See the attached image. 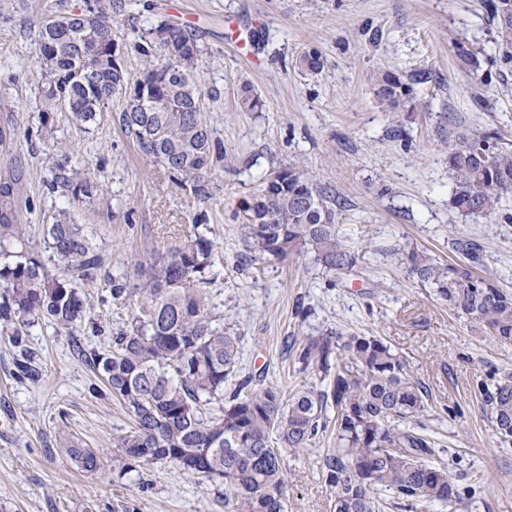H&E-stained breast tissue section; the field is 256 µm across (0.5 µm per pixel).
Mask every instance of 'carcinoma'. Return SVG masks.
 <instances>
[{
    "mask_svg": "<svg viewBox=\"0 0 512 512\" xmlns=\"http://www.w3.org/2000/svg\"><path fill=\"white\" fill-rule=\"evenodd\" d=\"M122 0H94L79 13H60L39 27L35 42L37 95L47 125L61 107L80 125H92L118 95L143 92L152 101L144 112L124 108L119 123L139 150L160 166L174 188L200 202L216 196L217 170L224 167V144L203 116L194 73L202 49L185 26L163 20L133 29L144 68L132 79L112 64L118 50L112 17ZM487 13L502 48L501 65H512V0H487ZM298 69L316 73L315 50L303 53ZM415 81L387 77L379 96L394 105L410 97ZM242 112L262 108L245 83L237 97ZM50 186L61 187L71 203L89 205L98 196L99 176L71 165L69 153L50 157ZM453 207L466 214H494L512 193V149L486 136L458 133L448 146ZM24 174L14 169L0 178V324L22 326L44 318L73 333L88 298L72 275L104 282L112 302L131 296L127 276L101 273V258L80 224L61 210L44 226L49 257L25 238L20 223ZM239 234L248 258L282 261L309 246L330 271L349 269L360 253L338 232V200L329 187L291 164L270 172L256 192L242 200ZM203 219H195L180 244L144 272L129 325L110 340V349L82 351L104 387L131 416L121 435L120 471L166 461L208 479L224 480L230 512H284L288 483L281 448H307L321 432L335 435L336 448L323 461V476L334 497V512H378L376 494L388 491L410 509L434 502L452 508L461 502L448 468L436 460L428 437L395 425L425 409V392L405 360L376 336L337 331L299 344V371L318 382L284 397L280 387L255 389L244 376L235 388L224 384L241 358V337L213 326L211 300L214 241ZM453 248L466 265L444 264L424 250L405 255L410 273L437 288L448 306L462 311L503 344H512V294L495 281L473 274L485 263L482 249L465 237ZM496 432L512 438V382L481 387ZM219 402L218 410L210 406ZM333 411L328 416L327 411ZM152 448V457L145 449ZM65 454L91 473L100 453L72 441Z\"/></svg>",
    "mask_w": 512,
    "mask_h": 512,
    "instance_id": "1",
    "label": "carcinoma"
}]
</instances>
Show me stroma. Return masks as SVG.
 Returning a JSON list of instances; mask_svg holds the SVG:
<instances>
[{"label":"stroma","mask_w":512,"mask_h":512,"mask_svg":"<svg viewBox=\"0 0 512 512\" xmlns=\"http://www.w3.org/2000/svg\"><path fill=\"white\" fill-rule=\"evenodd\" d=\"M113 19L124 65L138 75L142 57L132 26L167 18L187 26L202 49L196 82L205 119L224 144L220 189L202 205L171 185L162 169L126 137L115 98L99 125L75 123L58 108L41 125L32 52L43 20L86 0H0V176L25 174L32 209L23 213L34 240L53 214L70 208L49 187L45 160L53 143L100 175L99 197L72 208L105 266L141 279L136 266L174 246L197 213L215 242L214 280L207 288L217 324L238 334L241 374L293 392L312 382L296 369L288 346L333 330L381 337L406 361L426 391V408L407 419L434 440L462 496L463 512H512V441H502L479 383L512 376V345L448 308L434 288L412 278L401 261L413 249L443 263L463 257L451 242L476 240L486 255L480 276L512 294V195L497 213L465 214L451 205L444 134L465 131L512 146V67L484 0H125ZM475 54L460 58L458 48ZM321 53L315 74L298 57ZM428 71L404 107L390 109L376 91L385 75L404 79ZM264 103L237 109L242 84ZM406 131L393 138L392 124ZM292 163L313 171L345 202L340 236L364 251L345 273L327 272L310 248L283 261H242L239 204L261 179ZM84 322L66 332L47 320L23 329L38 377H20L19 349L0 331V512H225L223 480L187 474L160 461L118 474V437L131 420L115 398L92 390L97 373L78 347L103 348L123 328L134 302L106 300L100 284L84 287ZM101 452L97 473L84 472L62 451L65 440ZM330 434L309 448L283 449L288 468L285 512H333L322 460Z\"/></svg>","instance_id":"stroma-1"}]
</instances>
